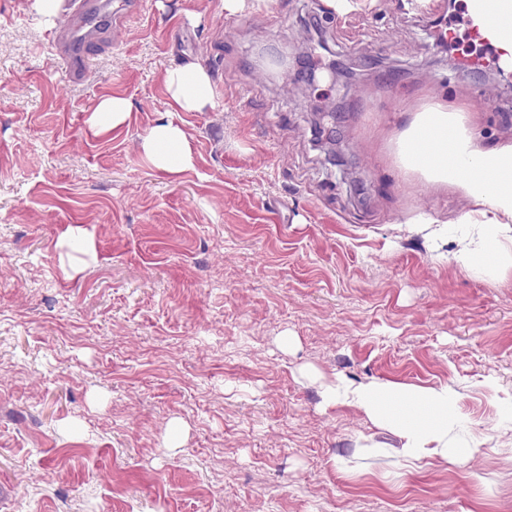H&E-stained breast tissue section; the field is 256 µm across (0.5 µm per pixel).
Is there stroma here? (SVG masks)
Masks as SVG:
<instances>
[{"label":"stroma","mask_w":512,"mask_h":512,"mask_svg":"<svg viewBox=\"0 0 512 512\" xmlns=\"http://www.w3.org/2000/svg\"><path fill=\"white\" fill-rule=\"evenodd\" d=\"M142 2L74 83L0 0V512H512V267L456 266L467 200L389 150L437 100L512 143V75L457 68L406 0ZM187 63L215 109L171 111ZM168 120L178 174L141 149ZM339 382L448 385L475 453L407 467ZM127 117L126 99L118 95H108L98 101L88 124L95 135H100L123 125ZM150 164L165 173H179L192 167L193 158L182 129L168 121L152 128L143 140Z\"/></svg>","instance_id":"1"}]
</instances>
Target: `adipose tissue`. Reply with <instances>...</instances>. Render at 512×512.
<instances>
[{
  "mask_svg": "<svg viewBox=\"0 0 512 512\" xmlns=\"http://www.w3.org/2000/svg\"><path fill=\"white\" fill-rule=\"evenodd\" d=\"M164 83L173 111L204 112L217 105L211 78L198 65L167 70ZM143 150L150 164L165 173L187 170L193 163L182 129L171 122L153 127ZM395 152L402 167L420 180L451 187L471 202V210L454 221L458 247L452 258L461 269L487 272L512 264V143L481 146L467 108L435 103L414 113L395 141ZM450 152L468 159L466 175H449ZM325 399L356 405L396 434L401 440L397 453L409 465L452 454L464 457L475 450L451 389L341 383L329 387Z\"/></svg>",
  "mask_w": 512,
  "mask_h": 512,
  "instance_id": "ef3b65f1",
  "label": "adipose tissue"
}]
</instances>
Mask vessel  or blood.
Returning <instances> with one entry per match:
<instances>
[{
	"label": "vessel or blood",
	"mask_w": 512,
	"mask_h": 512,
	"mask_svg": "<svg viewBox=\"0 0 512 512\" xmlns=\"http://www.w3.org/2000/svg\"><path fill=\"white\" fill-rule=\"evenodd\" d=\"M141 0H123L121 8L104 13L101 0H71L57 30L59 60L69 77L82 81L85 76L82 45L112 46L119 31L135 17ZM467 22L471 36L493 48L498 71L512 72V11L496 5V0H470Z\"/></svg>",
	"instance_id": "vessel-or-blood-1"
}]
</instances>
